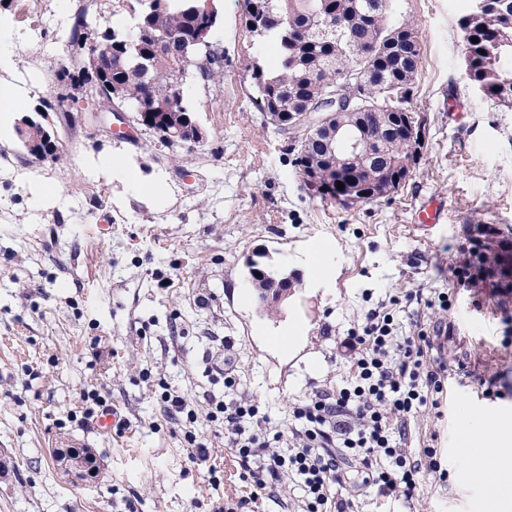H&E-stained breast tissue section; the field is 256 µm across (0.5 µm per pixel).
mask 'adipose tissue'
<instances>
[{
  "instance_id": "adipose-tissue-1",
  "label": "adipose tissue",
  "mask_w": 512,
  "mask_h": 512,
  "mask_svg": "<svg viewBox=\"0 0 512 512\" xmlns=\"http://www.w3.org/2000/svg\"><path fill=\"white\" fill-rule=\"evenodd\" d=\"M492 440L486 462L470 467V477L490 490L492 512H512V433L503 431L489 417L477 419L461 437L465 456H473V446L478 439Z\"/></svg>"
}]
</instances>
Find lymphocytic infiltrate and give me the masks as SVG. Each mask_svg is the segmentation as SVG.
Instances as JSON below:
<instances>
[{"label":"lymphocytic infiltrate","mask_w":512,"mask_h":512,"mask_svg":"<svg viewBox=\"0 0 512 512\" xmlns=\"http://www.w3.org/2000/svg\"><path fill=\"white\" fill-rule=\"evenodd\" d=\"M496 230L483 224L469 240L471 261L458 268L461 282H473L492 274L487 257L495 249L508 250L512 243L496 240ZM391 313L369 311L361 327L343 341L353 355L352 375L335 392H318L293 404L288 432L271 431L260 407L250 400H211L209 418L224 429L230 448L249 486V500H258L281 475L292 476L301 491L302 512H346L335 490L342 487V459L358 462L368 482L382 493L412 499L422 471L447 479L448 472L425 448V460L410 461L399 438L407 420L425 406H438L444 387L440 369L430 367L424 356L431 342L425 333L401 336ZM161 399L167 413L184 425V440L193 463L203 465L210 454L193 425L194 410L172 387Z\"/></svg>","instance_id":"obj_1"}]
</instances>
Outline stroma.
<instances>
[{
  "mask_svg": "<svg viewBox=\"0 0 512 512\" xmlns=\"http://www.w3.org/2000/svg\"><path fill=\"white\" fill-rule=\"evenodd\" d=\"M471 0H394L413 18L421 45L413 108L423 148L409 180L392 196L353 207L312 196L288 149L272 142L254 104L257 43L243 0H222L216 38L224 85L185 92L206 133L186 157L132 127L120 136L94 122L93 103L73 120L53 112L57 159L25 154L14 127L39 100L60 93L56 67L23 35L17 0H0V89L22 106L0 112V512H214L249 490L207 419L209 401L247 398L272 426L287 430L293 403L334 391L350 378L340 343L367 312L412 290L418 299L392 313L402 336L426 330L431 364H445L448 397L406 423L404 448L434 447L447 481L425 477L412 501L384 497L345 462L353 512H484L486 487L470 479L458 437L469 404L512 426V293L491 282L459 283L477 225L512 241V108L486 99L468 76L459 18ZM31 80L16 88L18 71ZM121 161L152 179L140 191L113 177ZM431 198L442 219L417 230ZM330 242L328 284L309 280L310 242ZM300 277L275 317L258 311L246 286L255 251ZM449 296L450 311L436 307ZM300 329L301 341L273 348L269 337ZM232 353H225V340ZM237 385H224V364ZM178 389L198 414L208 466L192 463L179 424L160 398ZM500 391L484 398L482 390ZM98 392L126 423L101 427L83 412ZM89 452L95 475H63L55 457Z\"/></svg>",
  "mask_w": 512,
  "mask_h": 512,
  "instance_id": "35a3bbf8",
  "label": "stroma"
}]
</instances>
